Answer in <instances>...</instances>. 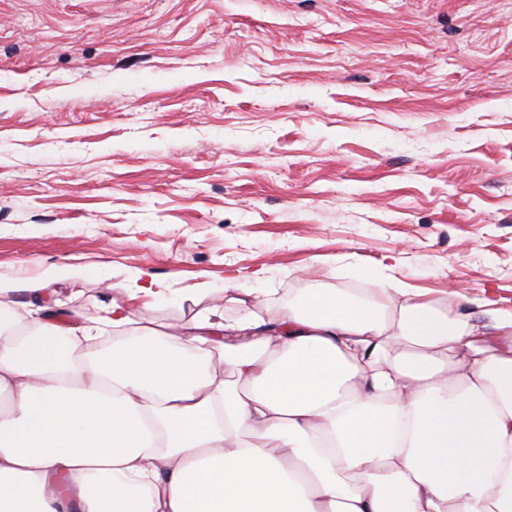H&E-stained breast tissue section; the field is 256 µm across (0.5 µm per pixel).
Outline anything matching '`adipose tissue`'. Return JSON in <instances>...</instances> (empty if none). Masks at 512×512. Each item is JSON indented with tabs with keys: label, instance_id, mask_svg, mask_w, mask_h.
I'll use <instances>...</instances> for the list:
<instances>
[{
	"label": "adipose tissue",
	"instance_id": "1",
	"mask_svg": "<svg viewBox=\"0 0 512 512\" xmlns=\"http://www.w3.org/2000/svg\"><path fill=\"white\" fill-rule=\"evenodd\" d=\"M84 275L0 282L30 296L0 327V512H512V311L496 300L480 322L395 278L383 308L314 288L270 314L250 295L240 317L214 304L94 359L169 290L139 270L60 326L49 290Z\"/></svg>",
	"mask_w": 512,
	"mask_h": 512
}]
</instances>
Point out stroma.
I'll list each match as a JSON object with an SVG mask.
<instances>
[{"mask_svg": "<svg viewBox=\"0 0 512 512\" xmlns=\"http://www.w3.org/2000/svg\"><path fill=\"white\" fill-rule=\"evenodd\" d=\"M512 309V0H0V278ZM232 290H225V279Z\"/></svg>", "mask_w": 512, "mask_h": 512, "instance_id": "1", "label": "stroma"}]
</instances>
